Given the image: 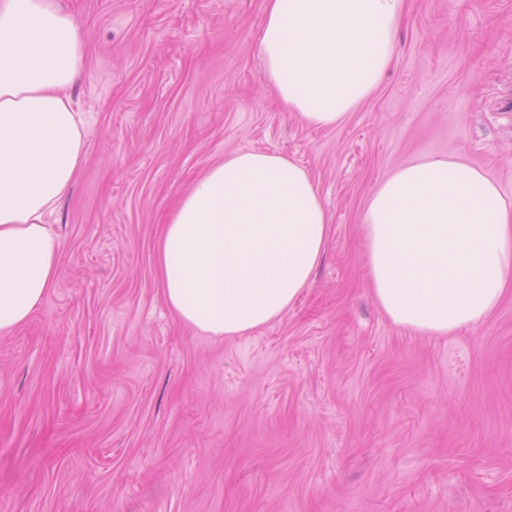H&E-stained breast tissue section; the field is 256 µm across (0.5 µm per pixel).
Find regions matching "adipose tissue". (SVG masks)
<instances>
[{"instance_id":"1","label":"adipose tissue","mask_w":512,"mask_h":512,"mask_svg":"<svg viewBox=\"0 0 512 512\" xmlns=\"http://www.w3.org/2000/svg\"><path fill=\"white\" fill-rule=\"evenodd\" d=\"M404 0H265L270 87L306 125L343 122L396 53ZM85 65L61 0H0V333L52 288L49 223L77 178L85 122L69 89ZM374 298L398 327L449 336L512 286V203L464 157L425 158L372 191L361 219ZM331 223L304 167L237 152L195 181L157 241L163 294L201 334L244 336L287 313L319 265Z\"/></svg>"}]
</instances>
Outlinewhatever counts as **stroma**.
Here are the masks:
<instances>
[{"instance_id": "stroma-1", "label": "stroma", "mask_w": 512, "mask_h": 512, "mask_svg": "<svg viewBox=\"0 0 512 512\" xmlns=\"http://www.w3.org/2000/svg\"><path fill=\"white\" fill-rule=\"evenodd\" d=\"M86 152L50 219L60 272L0 334V512H512V291L477 326H396L361 215L423 156L512 202V0H406L379 88L340 125L270 92L263 0H63ZM302 165L331 216L293 308L214 339L167 305L156 244L234 152Z\"/></svg>"}]
</instances>
